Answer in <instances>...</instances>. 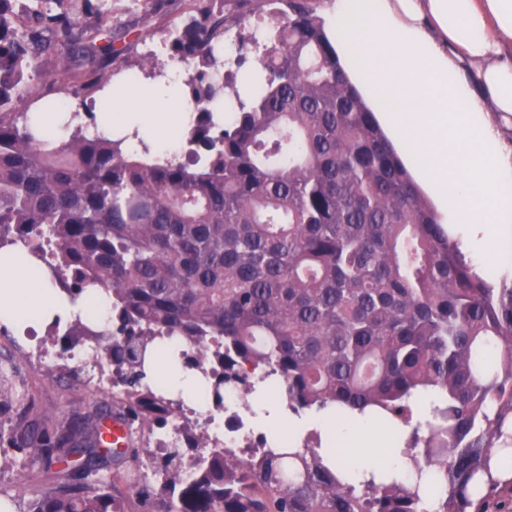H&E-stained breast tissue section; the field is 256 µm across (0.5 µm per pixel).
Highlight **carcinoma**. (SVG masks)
Here are the masks:
<instances>
[{"label":"carcinoma","instance_id":"obj_1","mask_svg":"<svg viewBox=\"0 0 512 512\" xmlns=\"http://www.w3.org/2000/svg\"><path fill=\"white\" fill-rule=\"evenodd\" d=\"M270 17L249 101L223 74L224 37ZM194 65L183 97L195 120L179 158L136 156L92 134L87 99L113 88L112 23L93 0H0V248L49 234V275L71 301L112 300L107 331L86 311L63 333L112 363L120 392L54 427L15 399L0 366V407H15L0 454L28 463L20 512H504L512 484L492 477L490 449L512 446V281L480 277L349 83L316 0H194L171 34ZM59 60L45 75L39 60ZM64 100H46L38 80ZM86 108L56 144L44 114ZM187 349L215 410L224 386L253 391L263 369L288 411H370L403 427L408 475L349 481L312 432L281 448L262 436L224 451L189 421L198 451L181 482L180 448H165L158 485L133 494L96 477L125 464L106 423L130 438L177 409L144 363L159 343Z\"/></svg>","mask_w":512,"mask_h":512}]
</instances>
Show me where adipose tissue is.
<instances>
[{
  "label": "adipose tissue",
  "mask_w": 512,
  "mask_h": 512,
  "mask_svg": "<svg viewBox=\"0 0 512 512\" xmlns=\"http://www.w3.org/2000/svg\"><path fill=\"white\" fill-rule=\"evenodd\" d=\"M319 10L348 81L391 142L407 145L418 186L478 259H498L512 239V0H322ZM184 80L172 68L128 87L100 130L138 131L130 150L145 142L171 155L192 121ZM77 310L47 274L32 272L24 245L0 250L1 324L39 329ZM267 408L269 432L318 431L323 454L353 480L405 464L398 454L376 457L382 435L369 419L336 421L326 409L285 418L276 402Z\"/></svg>",
  "instance_id": "1"
}]
</instances>
